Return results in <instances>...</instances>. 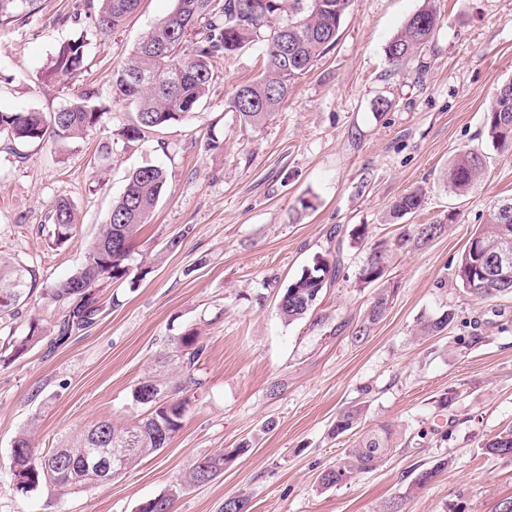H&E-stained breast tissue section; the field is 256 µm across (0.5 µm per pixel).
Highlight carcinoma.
I'll list each match as a JSON object with an SVG mask.
<instances>
[{
    "instance_id": "carcinoma-1",
    "label": "carcinoma",
    "mask_w": 512,
    "mask_h": 512,
    "mask_svg": "<svg viewBox=\"0 0 512 512\" xmlns=\"http://www.w3.org/2000/svg\"><path fill=\"white\" fill-rule=\"evenodd\" d=\"M94 9L95 29L109 36L135 12L140 0H90ZM175 0L174 9L138 42L132 54L112 72V86L122 98L135 106L128 134L140 138L150 131L179 121L200 106L209 95L213 80V63L240 52L253 42L264 39L267 71L233 91L229 106L246 125L258 126L278 111L293 86L313 67L314 62L336 43L350 0ZM33 0H0V25L19 17ZM288 20H281L283 12ZM439 18L431 8L412 15L386 47V55L394 66L427 43L438 26ZM85 60L84 41L76 39L62 44L51 60L49 80L65 84L82 68ZM96 93L84 90L62 109L46 115L37 111L0 112V142L8 144L44 141L60 143L86 137L102 125L103 113L94 104ZM488 137L497 151L512 153V80L502 84L485 118ZM486 156L475 151L460 154L448 167V189L461 193L468 189L485 170ZM168 183L166 172L147 165L129 175L123 192L112 201L105 224L89 246L79 268L65 279L55 282L40 280L33 269L17 268L0 260V320L14 313L33 290L49 303L62 309L55 333L62 341L77 330L96 322L101 311L99 289L129 275L130 244L142 226L149 223ZM422 191L415 189L391 206L392 216L402 219L422 205ZM512 205V198L493 206L486 223L476 232L482 243L479 252L466 248L455 268L458 285L485 299L512 296V284L502 286L487 269L491 257L500 250L504 235L512 238V215L500 207ZM49 220L52 243L63 244L76 235L77 223L71 203L54 202ZM403 231L387 246L374 245L359 268L361 285H373L375 291L365 319L356 329L362 339L369 334L388 311L396 288L384 280L388 252L423 246L445 231L443 224H404ZM340 265L329 257H317L312 266L280 289L278 312L293 323L303 319L314 306L328 277H337ZM452 313H444L420 322L421 336H437L452 321ZM39 319L29 323L28 333L12 344V350L0 362L23 352L40 341ZM181 353L182 372L174 380L161 381L145 376L131 390L132 404L141 409L128 423L102 420L74 438L69 444L45 455H36L28 437L17 438L12 450L13 474L24 481L21 491H31L45 482L60 491L78 490L101 485V473L92 468L95 449L102 447V437L133 435L132 450L119 464L127 470L138 460L167 447L183 426L188 398L185 393L201 385L194 374L205 347L195 336H181L177 341ZM362 411L350 407L336 420L334 432L342 434L358 427ZM396 432L380 427L362 433L346 449L335 465L321 473L323 488L337 487L354 481L362 474L380 467L395 451ZM488 451L512 457V428L497 434L485 444ZM229 456L224 452L200 459L188 477V485L205 483L202 469L210 471V479L224 473ZM440 461L421 470L409 491L418 490L440 473ZM174 494L160 495L143 505L139 512H172Z\"/></svg>"
}]
</instances>
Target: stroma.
Returning a JSON list of instances; mask_svg holds the SVG:
<instances>
[{
	"label": "stroma",
	"instance_id": "1",
	"mask_svg": "<svg viewBox=\"0 0 512 512\" xmlns=\"http://www.w3.org/2000/svg\"><path fill=\"white\" fill-rule=\"evenodd\" d=\"M84 2L34 0L25 18L0 26V111L55 112L90 88L107 112L104 129L67 146L0 145V258L64 279L129 172L162 166L168 189L133 242L130 276L101 290L99 321L63 345L45 339L0 363V512H137L171 489L174 512H224L235 495L250 512H380L400 494L403 512H496L512 497V458L484 444L512 427V297L470 295L454 270L490 207L512 198V154L484 131L498 87L512 80V0H350L335 46L262 127L244 125L228 105L237 85L267 68L258 41L216 63L197 110L141 141L124 135L134 108L116 95L112 73L174 0H141L105 40ZM426 7L440 17L437 30L393 66L387 44ZM77 38L86 42L82 70L64 87L43 81L56 49ZM213 138L223 150L208 149ZM468 149L487 155V168L456 195L446 172ZM414 189L423 203L410 223L446 230L392 254L394 300L356 339L373 293L358 270L371 244L400 233L390 207ZM60 198L74 204L78 229L56 246L48 215ZM187 224L192 233L168 249ZM328 254L341 262L339 277L304 319L281 320L279 287ZM446 311L454 318L444 333L418 336L420 319ZM58 314L32 296L0 321V338L26 335L34 316L52 332ZM188 333L205 347L201 386L166 448L103 488L18 490L11 456L21 433L42 454L97 419L134 418V384L176 373L172 347ZM355 405L363 426H394L398 447L377 470L319 489L351 439L334 434L336 419ZM245 442L249 451L234 455ZM222 450L232 455L223 475L184 488L196 461ZM442 459L446 469L406 494L419 470Z\"/></svg>",
	"mask_w": 512,
	"mask_h": 512
}]
</instances>
